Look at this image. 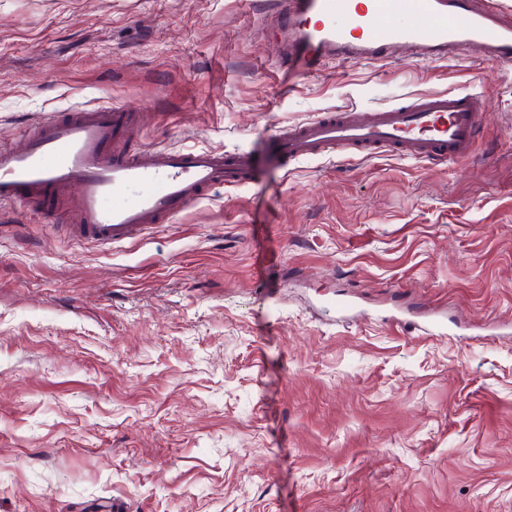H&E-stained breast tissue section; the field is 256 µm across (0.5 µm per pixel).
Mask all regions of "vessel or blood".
<instances>
[{
    "instance_id": "obj_1",
    "label": "vessel or blood",
    "mask_w": 512,
    "mask_h": 512,
    "mask_svg": "<svg viewBox=\"0 0 512 512\" xmlns=\"http://www.w3.org/2000/svg\"><path fill=\"white\" fill-rule=\"evenodd\" d=\"M285 72L311 74L326 61L379 60L399 51L448 59L479 50L490 66L512 65V15L502 0H274ZM484 95L453 89L360 112L339 107L280 128L285 160L339 151L383 152L429 163L468 159L480 135ZM252 181L245 154L143 145L134 116L78 105L38 121L0 150V206L56 200L55 218L103 246L133 240L205 199L216 186Z\"/></svg>"
}]
</instances>
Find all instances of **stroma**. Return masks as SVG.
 Instances as JSON below:
<instances>
[{"mask_svg":"<svg viewBox=\"0 0 512 512\" xmlns=\"http://www.w3.org/2000/svg\"><path fill=\"white\" fill-rule=\"evenodd\" d=\"M267 2L0 0V149L112 105L254 165L109 247L0 207V512H512V66L290 74ZM472 76L467 161H281L278 128Z\"/></svg>","mask_w":512,"mask_h":512,"instance_id":"obj_1","label":"stroma"}]
</instances>
